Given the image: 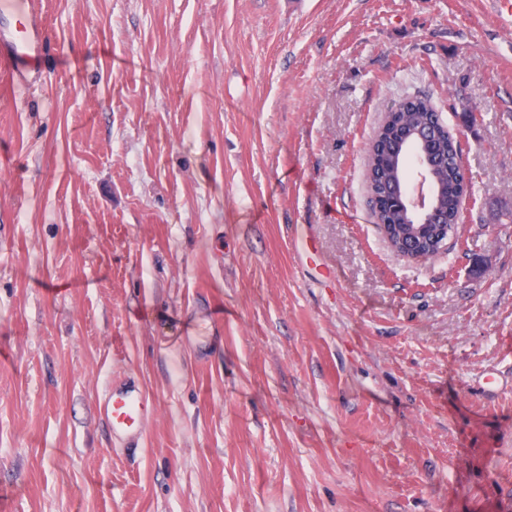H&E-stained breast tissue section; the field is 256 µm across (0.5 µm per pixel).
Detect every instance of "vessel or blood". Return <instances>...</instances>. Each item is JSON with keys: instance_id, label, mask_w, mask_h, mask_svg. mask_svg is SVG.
<instances>
[{"instance_id": "vessel-or-blood-1", "label": "vessel or blood", "mask_w": 512, "mask_h": 512, "mask_svg": "<svg viewBox=\"0 0 512 512\" xmlns=\"http://www.w3.org/2000/svg\"><path fill=\"white\" fill-rule=\"evenodd\" d=\"M0 15L16 20L12 31L0 33V72L15 86L32 87L40 77L49 38L43 12L35 0H0ZM98 411L121 447L138 444L143 438L148 402L135 382L112 386L99 402Z\"/></svg>"}]
</instances>
